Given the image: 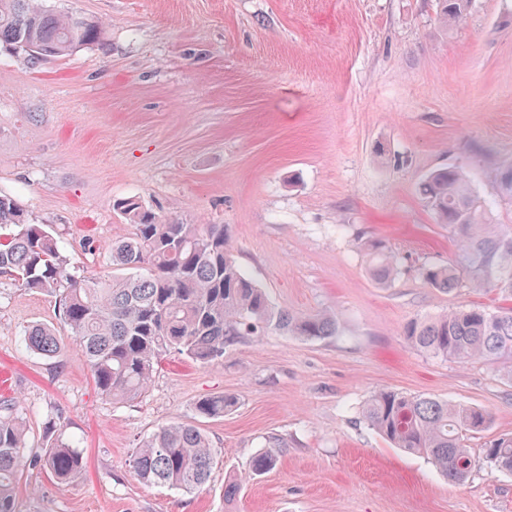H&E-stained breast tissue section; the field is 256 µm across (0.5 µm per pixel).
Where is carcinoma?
Returning a JSON list of instances; mask_svg holds the SVG:
<instances>
[{"instance_id": "1", "label": "carcinoma", "mask_w": 512, "mask_h": 512, "mask_svg": "<svg viewBox=\"0 0 512 512\" xmlns=\"http://www.w3.org/2000/svg\"><path fill=\"white\" fill-rule=\"evenodd\" d=\"M471 0H437L438 22L450 29ZM102 24L84 16L53 13L38 0H0V46L32 59L51 60L103 40ZM500 194L512 197V162L497 173ZM419 193L440 223L458 236L454 264L422 265L419 276L444 293H456L464 279L488 288L504 305L450 309L412 319L404 335L413 348L443 358L481 360L501 367L512 380V228L486 224V207L475 204L465 174L437 169L419 184ZM114 209L132 232L112 242L109 264L122 271L94 282L70 272V259L47 224H33L17 202L0 194V275L20 287L58 299L62 321L79 347L99 393L127 403L148 391L161 357L177 352L199 365L224 360L234 336L275 330L306 339L336 335L331 312L294 314L273 306L265 290L239 266L223 224H183L159 218L135 197ZM372 277L390 283L399 262L377 242L370 244ZM26 346L51 357L60 347L54 329L36 324L25 330ZM235 405L218 395L202 399L196 411L222 418ZM362 417L397 448L430 459L453 483H462L484 461L512 472V436L485 443L483 457L468 450V439L489 427L490 414L431 396L383 390L363 406ZM46 422V450L26 455L27 427L9 403L0 404V512H16V487L27 466H37L59 482L84 469L79 451L55 435ZM279 451L266 449L248 466L253 476L276 468ZM216 453L206 435L172 423L150 436L134 458L138 479L192 492L210 478Z\"/></svg>"}]
</instances>
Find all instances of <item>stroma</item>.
I'll use <instances>...</instances> for the list:
<instances>
[{"label":"stroma","instance_id":"1","mask_svg":"<svg viewBox=\"0 0 512 512\" xmlns=\"http://www.w3.org/2000/svg\"><path fill=\"white\" fill-rule=\"evenodd\" d=\"M42 2L101 21L105 38L48 61L0 50V192L52 225L74 274L108 272L113 241L130 231L113 204L136 196L170 221L227 225L274 306L332 310L340 327L324 340L239 336L210 366L169 353L142 398L115 404L55 297L0 276V398L36 450L59 416L85 462L65 486L25 468L19 512H512V473L482 467L448 483L360 415L371 395L396 390L489 411L474 456L512 435L511 380L404 338L416 316L498 305L489 290L446 294L418 275L459 254L418 184L461 167L490 223L512 226L496 182L512 161V0H472L450 30L436 0ZM368 242L398 255L390 284L371 277ZM34 324L61 330L56 356L27 348ZM214 394L233 410L198 416ZM172 422L196 425L217 452L191 493L134 472L142 441ZM270 448L277 467L246 477ZM233 477L242 485L228 502Z\"/></svg>","mask_w":512,"mask_h":512}]
</instances>
